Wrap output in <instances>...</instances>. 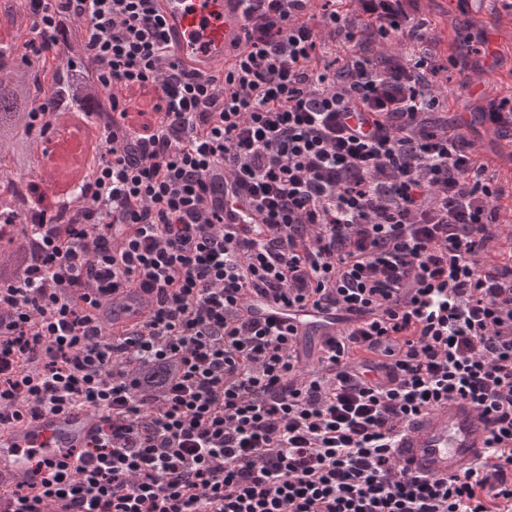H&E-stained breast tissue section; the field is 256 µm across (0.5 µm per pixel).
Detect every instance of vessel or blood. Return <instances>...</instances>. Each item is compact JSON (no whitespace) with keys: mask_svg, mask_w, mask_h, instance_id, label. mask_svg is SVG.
Wrapping results in <instances>:
<instances>
[{"mask_svg":"<svg viewBox=\"0 0 512 512\" xmlns=\"http://www.w3.org/2000/svg\"><path fill=\"white\" fill-rule=\"evenodd\" d=\"M497 4L491 12L488 0H464L462 15L472 21L492 15L499 23H511L512 0H497ZM158 9L174 60L200 79L226 69L234 52L245 45L247 19L239 0H159ZM209 203L223 212L225 223L257 221L254 211L235 199L219 168L209 181ZM248 307L250 316L291 328L300 362L306 367L317 365L319 348L348 327L339 312L310 304L287 308L252 297ZM98 425L97 414L74 406L0 428V512L8 505L6 490L19 481L41 487L47 464H72L75 449L91 440ZM491 438L490 416L470 401L453 399L417 415L399 432L392 455L410 475L446 479L489 463Z\"/></svg>","mask_w":512,"mask_h":512,"instance_id":"1","label":"vessel or blood"}]
</instances>
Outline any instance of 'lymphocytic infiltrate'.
Returning a JSON list of instances; mask_svg holds the SVG:
<instances>
[{
  "label": "lymphocytic infiltrate",
  "instance_id": "1",
  "mask_svg": "<svg viewBox=\"0 0 512 512\" xmlns=\"http://www.w3.org/2000/svg\"><path fill=\"white\" fill-rule=\"evenodd\" d=\"M156 2L28 0L23 57L62 49L104 153L57 210L0 220L24 252L0 273V426L100 424L12 512H512V255L487 258L504 190L468 120L437 114L418 0H241L245 47L203 81ZM133 88L163 101L140 131ZM219 167L260 223L225 227ZM254 294L358 322L308 371L290 328L242 315ZM123 301L144 316L112 328ZM454 398L491 415L490 470L406 476L392 435Z\"/></svg>",
  "mask_w": 512,
  "mask_h": 512
}]
</instances>
